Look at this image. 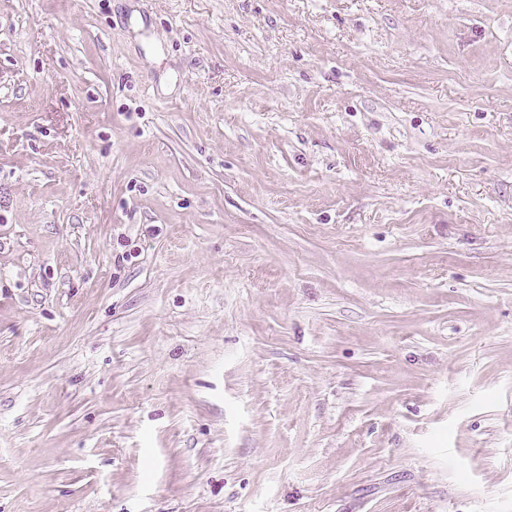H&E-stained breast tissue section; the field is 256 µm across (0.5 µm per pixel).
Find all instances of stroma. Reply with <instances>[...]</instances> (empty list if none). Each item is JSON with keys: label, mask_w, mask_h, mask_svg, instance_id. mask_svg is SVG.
Here are the masks:
<instances>
[{"label": "stroma", "mask_w": 512, "mask_h": 512, "mask_svg": "<svg viewBox=\"0 0 512 512\" xmlns=\"http://www.w3.org/2000/svg\"><path fill=\"white\" fill-rule=\"evenodd\" d=\"M0 512H512V0H0Z\"/></svg>", "instance_id": "stroma-1"}]
</instances>
